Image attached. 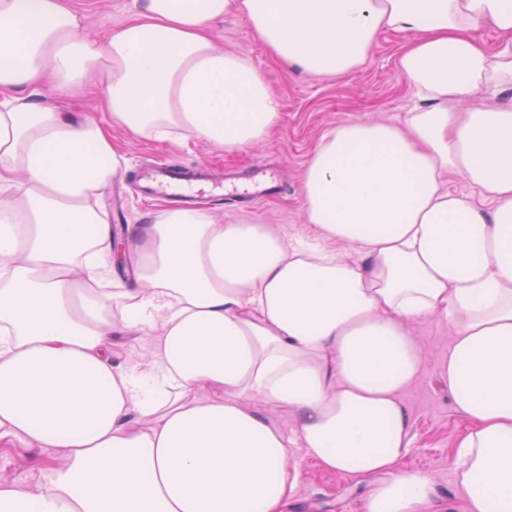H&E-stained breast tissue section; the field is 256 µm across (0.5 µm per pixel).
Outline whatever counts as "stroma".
<instances>
[{"label":"stroma","mask_w":512,"mask_h":512,"mask_svg":"<svg viewBox=\"0 0 512 512\" xmlns=\"http://www.w3.org/2000/svg\"><path fill=\"white\" fill-rule=\"evenodd\" d=\"M70 2L84 14L87 32L99 40L130 17L131 0ZM214 34L225 50L250 59L265 75L281 103L279 125L265 142L236 153L191 139L160 142L113 129L112 140L126 164L99 202L111 217L113 231L146 223L150 213L167 207V200H148L136 193L137 184L155 163H177L192 171L206 169L216 176L230 168L244 176L266 162L283 173L285 189L279 198L233 206L220 197L218 188L205 185L196 191L199 206L227 222L266 224L284 235L304 233L303 174L323 134L340 123L360 119L401 122L416 102L411 83L398 66L408 36L382 35L365 65L349 78L337 81L296 69L284 70L240 17H225L216 24ZM411 332L422 351L423 363L419 378L401 395L412 418V444L401 467L429 475L449 512H464L454 464L457 445L468 423L455 411L440 372L453 344L454 331L443 317L430 316L412 324ZM110 345L114 364L135 374L150 368L149 337L114 336ZM52 461V449L0 442L1 478L31 484L42 478ZM291 462L299 479L287 512H363L368 480L356 481L327 471L298 448Z\"/></svg>","instance_id":"35a3bbf8"}]
</instances>
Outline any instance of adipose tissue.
Wrapping results in <instances>:
<instances>
[{"instance_id":"adipose-tissue-1","label":"adipose tissue","mask_w":512,"mask_h":512,"mask_svg":"<svg viewBox=\"0 0 512 512\" xmlns=\"http://www.w3.org/2000/svg\"><path fill=\"white\" fill-rule=\"evenodd\" d=\"M231 14L282 66L339 80L383 33L413 34L398 65L417 103L404 124L322 137L306 234L167 208L126 227L135 272L119 276L96 205L125 162L109 125L234 153L281 120L264 75L212 35ZM479 87L500 102L458 110ZM84 88L110 123L65 111ZM453 172L470 194L448 191ZM435 314L472 423L464 510L512 512V0H132L103 43L67 0H0V439L58 451L43 480H0V512H285L294 446L376 476L365 512H444L426 474L398 469L422 367L408 326ZM150 333L147 372L113 365L107 336Z\"/></svg>"}]
</instances>
